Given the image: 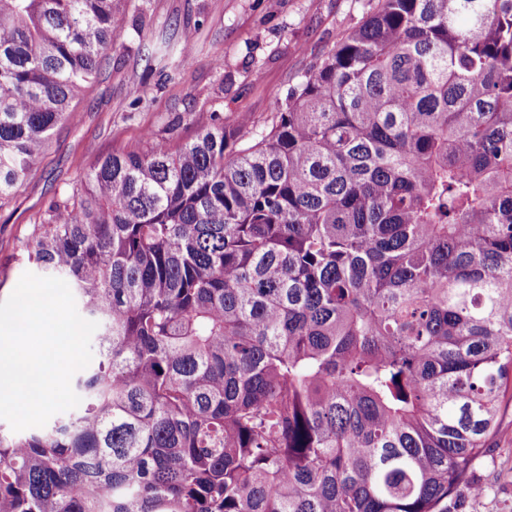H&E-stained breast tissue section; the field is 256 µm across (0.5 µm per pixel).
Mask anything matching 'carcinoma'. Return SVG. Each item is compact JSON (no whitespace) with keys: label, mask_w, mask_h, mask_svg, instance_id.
I'll list each match as a JSON object with an SVG mask.
<instances>
[{"label":"carcinoma","mask_w":512,"mask_h":512,"mask_svg":"<svg viewBox=\"0 0 512 512\" xmlns=\"http://www.w3.org/2000/svg\"><path fill=\"white\" fill-rule=\"evenodd\" d=\"M120 0H0V204ZM98 323L0 512H448L512 393V0H377L270 125L98 157L25 238Z\"/></svg>","instance_id":"obj_1"}]
</instances>
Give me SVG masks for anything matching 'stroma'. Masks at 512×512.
<instances>
[{"instance_id":"stroma-1","label":"stroma","mask_w":512,"mask_h":512,"mask_svg":"<svg viewBox=\"0 0 512 512\" xmlns=\"http://www.w3.org/2000/svg\"><path fill=\"white\" fill-rule=\"evenodd\" d=\"M370 0H132L119 7L125 26L107 73L59 125L32 173L0 208V301L30 269L22 240L46 203L75 185L96 157L140 145L146 130L163 133L177 114L189 121L172 135L191 139L220 112L228 125L267 126L301 75L324 58L370 9ZM142 12L143 32L131 21ZM193 36L196 64L159 70L145 58ZM475 467L480 496L461 495L453 512H512V399Z\"/></svg>"}]
</instances>
